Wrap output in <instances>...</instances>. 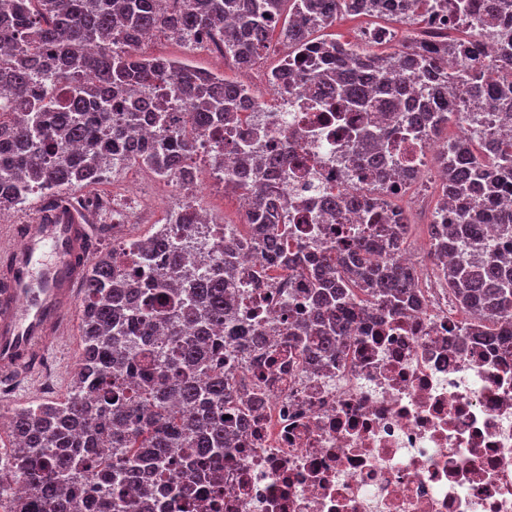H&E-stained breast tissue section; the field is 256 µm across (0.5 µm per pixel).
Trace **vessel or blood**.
<instances>
[{
	"instance_id": "obj_1",
	"label": "vessel or blood",
	"mask_w": 512,
	"mask_h": 512,
	"mask_svg": "<svg viewBox=\"0 0 512 512\" xmlns=\"http://www.w3.org/2000/svg\"><path fill=\"white\" fill-rule=\"evenodd\" d=\"M91 232L64 209L9 228L20 240L0 248V384L9 390L37 380L64 334L89 260Z\"/></svg>"
}]
</instances>
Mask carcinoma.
Returning a JSON list of instances; mask_svg holds the SVG:
<instances>
[{
    "label": "carcinoma",
    "mask_w": 512,
    "mask_h": 512,
    "mask_svg": "<svg viewBox=\"0 0 512 512\" xmlns=\"http://www.w3.org/2000/svg\"><path fill=\"white\" fill-rule=\"evenodd\" d=\"M292 2L290 16L283 4ZM5 0L0 5V83L16 91L15 111L0 112V209L28 202L26 188L40 184L42 209L75 201L69 190L91 182L98 167L125 160V128L101 130L112 111L143 86L163 85L181 98L192 127L209 128L217 120L235 121L240 84L182 61L149 57L133 50L149 32L174 33L188 46L201 35L224 27V47L243 61L265 53L271 35L288 42L293 53L314 47L323 71L309 72L299 63L296 77L317 83L321 94L337 100L338 112H404L409 127L434 137L448 126L443 106L448 94L478 103L497 113L504 127L512 125V0H457L456 9L476 13L483 28L500 32L494 58L470 53L465 73L451 85L448 59L460 46L429 47L404 40L401 48L383 50L393 40L377 42L381 50L342 48L334 39L314 33L341 16L380 15L412 24L423 0H401L397 12L387 0ZM402 74L429 91V99L408 96ZM365 149L361 162L371 172L368 186L351 196L330 200L341 209L354 205L373 213L376 194L398 179L399 171L378 151L380 135L366 125L350 128ZM193 146L167 132L140 146L139 155L160 173L173 166L172 152L184 155ZM288 152L258 156L245 148L239 157V179L247 172L280 168ZM446 172L439 220L458 204L454 221L430 225L431 246L441 263L448 289L471 315L469 333L495 339L506 348L512 339L498 336L499 320L512 316V258L500 247H486L476 233L480 224L498 225L504 241H512V208L496 199L512 197V140L490 152L466 138H453L437 156ZM284 196L264 193L251 221L272 224ZM409 225L398 224L377 244L387 259H367L371 245L359 241L347 251L329 248L314 258L317 275L310 284L315 301L324 306L289 330L288 345L327 354L343 335L345 299L359 291L384 300L397 314L416 302L417 271L396 258ZM138 265L152 269L146 286L138 273L107 255L87 266L82 284L81 365L73 390L60 403L39 404L13 413L8 431L11 453L0 466L28 493L9 500L8 512H84L82 480L102 483L109 506L101 512H134L148 488L132 480L144 467H162L178 479L186 468L201 471L224 453L226 386L221 372L209 367L224 362V326L239 345L249 344L236 327L224 279H195L183 288L174 277L182 254L153 236ZM486 253L475 264L467 253ZM161 309L175 358L154 359L133 350L148 341L152 327L143 311Z\"/></svg>",
    "instance_id": "obj_1"
}]
</instances>
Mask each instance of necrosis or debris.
Masks as SVG:
<instances>
[{
	"label": "necrosis or debris",
	"instance_id": "1",
	"mask_svg": "<svg viewBox=\"0 0 512 512\" xmlns=\"http://www.w3.org/2000/svg\"><path fill=\"white\" fill-rule=\"evenodd\" d=\"M462 29L482 55L496 53L493 38L452 11L426 9L414 34L432 45ZM240 72L246 94L238 131L260 129L296 159L288 171L264 170L246 186L251 193L273 181L301 200L300 208L280 210L276 233L310 256L340 230L383 238L386 225L363 223L360 210L326 209L331 196L365 187L367 179L343 123L314 85L272 80L254 62ZM186 112L167 108V124L192 142L204 165L189 182L166 176L172 197L155 207L165 215L208 189L236 186L233 139L191 128ZM401 121L394 114L386 122L389 155L421 180H443L433 161L441 143L403 138ZM153 175L125 161L119 174L100 172L86 199L99 203L100 187L116 181L140 192ZM408 194L409 211L396 203ZM384 200L387 214L402 222L436 221L430 198L407 185L394 183ZM165 232L181 248L184 267L223 278L254 338L245 351L224 344V378L233 390L224 412L233 420L247 414L249 424L212 459L219 484L184 476L182 512H512V349L465 334L468 316L444 281L425 282L418 305L402 316L388 317L377 305L355 313L336 354L316 358L288 348L289 328L310 307L307 277L252 249L226 271L221 224H169Z\"/></svg>",
	"mask_w": 512,
	"mask_h": 512
}]
</instances>
